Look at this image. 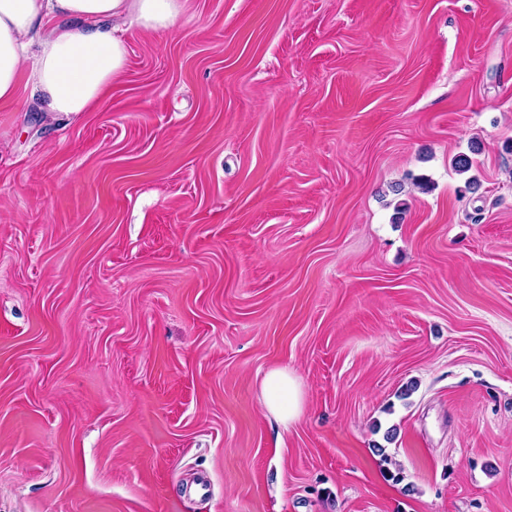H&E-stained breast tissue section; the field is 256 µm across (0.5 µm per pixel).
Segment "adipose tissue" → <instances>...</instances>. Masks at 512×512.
Masks as SVG:
<instances>
[{
  "mask_svg": "<svg viewBox=\"0 0 512 512\" xmlns=\"http://www.w3.org/2000/svg\"><path fill=\"white\" fill-rule=\"evenodd\" d=\"M181 11V0H0V102L23 92L42 112L90 111L127 58L107 21L172 32ZM261 397L282 424L302 413L304 390L288 370L267 372Z\"/></svg>",
  "mask_w": 512,
  "mask_h": 512,
  "instance_id": "ef3b65f1",
  "label": "adipose tissue"
}]
</instances>
